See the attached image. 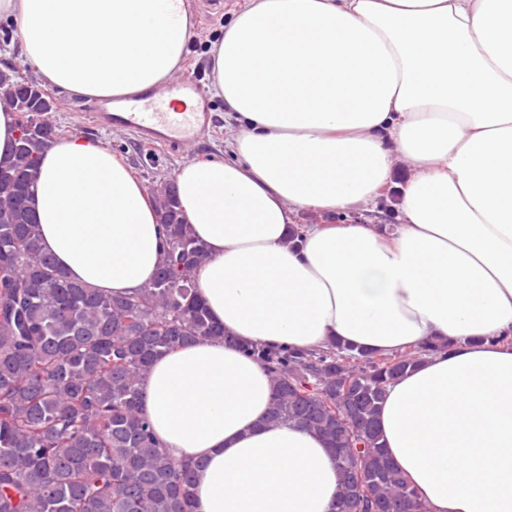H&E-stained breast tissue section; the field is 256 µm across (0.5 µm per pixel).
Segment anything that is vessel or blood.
Wrapping results in <instances>:
<instances>
[{"instance_id":"b4317fda","label":"vessel or blood","mask_w":512,"mask_h":512,"mask_svg":"<svg viewBox=\"0 0 512 512\" xmlns=\"http://www.w3.org/2000/svg\"><path fill=\"white\" fill-rule=\"evenodd\" d=\"M105 129H124L141 140L165 147L199 141L213 123L204 85L193 77L171 82L163 93L140 94L125 100L122 111L91 109Z\"/></svg>"}]
</instances>
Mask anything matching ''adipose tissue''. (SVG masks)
Listing matches in <instances>:
<instances>
[{
    "label": "adipose tissue",
    "mask_w": 512,
    "mask_h": 512,
    "mask_svg": "<svg viewBox=\"0 0 512 512\" xmlns=\"http://www.w3.org/2000/svg\"><path fill=\"white\" fill-rule=\"evenodd\" d=\"M35 75L113 105L180 70L190 0H0ZM213 90L241 128L224 159L175 174L209 258L198 292L221 339L157 360L146 413L197 461L196 512H332L336 459L264 422L268 372L243 345L450 351L389 385L385 449L428 512H512V0H248L212 43ZM413 175L399 226L350 221L394 155ZM75 281L131 295L154 279L160 219L111 150L58 138L31 197ZM343 216L288 227L304 211Z\"/></svg>",
    "instance_id": "obj_1"
}]
</instances>
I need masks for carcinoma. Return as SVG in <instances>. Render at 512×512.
Segmentation results:
<instances>
[{
  "mask_svg": "<svg viewBox=\"0 0 512 512\" xmlns=\"http://www.w3.org/2000/svg\"><path fill=\"white\" fill-rule=\"evenodd\" d=\"M13 69L0 73V106L42 140H16L0 165V512H195V463L171 457L145 413L151 365L224 330L197 295L196 268L208 258L168 188L154 193L164 225L153 282L135 296H113L70 280L41 242L31 209L39 161L60 135L46 103L25 92ZM450 348L435 339L392 355L244 345L270 371L268 425L298 424L334 452L347 512L355 475L368 501L411 500L427 508L389 458L379 426L387 387L424 356Z\"/></svg>",
  "mask_w": 512,
  "mask_h": 512,
  "instance_id": "carcinoma-1",
  "label": "carcinoma"
}]
</instances>
